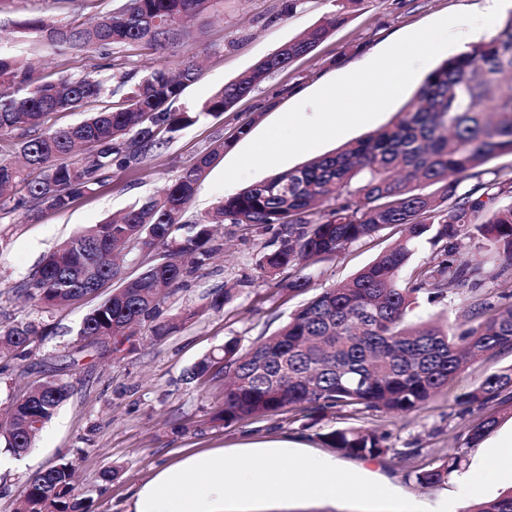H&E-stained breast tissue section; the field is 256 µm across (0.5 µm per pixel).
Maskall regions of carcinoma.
Here are the masks:
<instances>
[{"label":"carcinoma","mask_w":512,"mask_h":512,"mask_svg":"<svg viewBox=\"0 0 512 512\" xmlns=\"http://www.w3.org/2000/svg\"><path fill=\"white\" fill-rule=\"evenodd\" d=\"M360 2L336 0V10L259 60L250 73L178 111L172 104L202 76L192 57L180 61L175 74L166 63L139 77L108 64V77L98 69L42 82L29 63L0 54V136L25 135L22 163L0 159V212L68 209L182 129L231 110L266 77L311 53ZM211 7L212 0H123L88 27L29 18L12 33L35 35L55 48L144 42L164 50L183 36L186 23ZM506 73L512 74L511 22L432 69L388 125L221 199L183 234L200 181L224 153L221 143L161 195L59 243L26 283L28 295L49 310L95 292L98 279L118 282L77 333L89 345H112L117 354L135 336L134 326L155 321L165 297L219 250L215 224H239L251 232L276 227L272 249L259 257L258 267L266 277L295 271L277 282L289 294L311 287L302 274L309 265L400 227L407 231L402 240L349 281L297 308L276 335L244 350L231 338L197 361L189 375L202 378L216 359L223 361L230 384L215 419L226 425L287 410L418 411L448 389L466 356L512 353V274L491 277L500 300L493 305L472 296L483 282L468 260V242L475 241L493 261L512 266V175L486 168L512 154V94L500 86ZM53 112L88 116L38 133ZM429 186L434 190L425 191ZM499 199L511 203L490 207ZM424 242L444 244V259L414 267L400 285L401 271ZM135 248L156 259L132 277L109 257ZM450 292L465 298L464 321L411 320L417 295L436 300ZM39 335L33 322L0 326V358L30 349ZM69 394L70 386L57 380L30 389L25 403L9 405L8 420L0 423L7 451L25 453ZM499 396L512 401V365L486 375L459 401L484 403ZM494 424L488 417L469 427L456 453L417 471L416 482L447 480ZM322 439L346 456L389 451L387 435L358 428L335 429ZM74 469L73 461L63 460L33 475L17 512H91L90 501L74 491ZM464 512H512V488Z\"/></svg>","instance_id":"cac0c4a2"}]
</instances>
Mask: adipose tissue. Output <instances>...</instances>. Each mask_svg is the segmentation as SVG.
<instances>
[{
  "mask_svg": "<svg viewBox=\"0 0 512 512\" xmlns=\"http://www.w3.org/2000/svg\"><path fill=\"white\" fill-rule=\"evenodd\" d=\"M386 497L388 487L368 482L335 458L305 454L288 440L212 449L161 467L133 494V512H280L297 499L334 502L338 490Z\"/></svg>",
  "mask_w": 512,
  "mask_h": 512,
  "instance_id": "adipose-tissue-1",
  "label": "adipose tissue"
}]
</instances>
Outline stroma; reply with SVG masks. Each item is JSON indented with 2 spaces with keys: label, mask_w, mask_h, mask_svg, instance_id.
Returning <instances> with one entry per match:
<instances>
[{
  "label": "stroma",
  "mask_w": 512,
  "mask_h": 512,
  "mask_svg": "<svg viewBox=\"0 0 512 512\" xmlns=\"http://www.w3.org/2000/svg\"><path fill=\"white\" fill-rule=\"evenodd\" d=\"M288 0H217L209 15L191 24L184 42L158 51L146 45L98 50L58 51L45 43L5 36L0 53L29 62L44 81L80 75L108 63H127L146 71L161 62L176 65L199 56L204 71L190 85L179 104L191 107L225 83L248 72L261 58L299 35L327 13L334 0H304L296 13L286 14ZM118 0H6L0 7V27L29 17L61 24L88 23L112 12ZM485 0H363L346 22L310 54L296 59L285 71L264 81L220 118H204L181 130L167 148L132 162L112 181L79 198L65 211L22 210L0 213V325L40 321L46 336L31 353L0 363V409L8 394L38 382L60 379L71 390L55 417L37 435L28 453L13 468L0 472V512H16L28 480L60 459L76 464L79 494L91 498L94 512H131L135 487L150 480L156 469L176 463L185 454L216 448L232 449L250 440L287 438L306 445L309 453L338 457L341 465L363 468L370 479H388L390 498L364 501L342 491L335 505L309 504L297 512H404L405 506L428 504L447 497L471 505L495 497L503 485L485 479L480 486L448 478L422 486L416 472L447 457L462 444L467 424L494 415L490 439L512 429V402L492 401L484 407L464 408L460 394L473 389L485 375L512 365V353L486 355L470 361L444 394L418 412L396 415L377 410L353 414L330 409L308 416L287 412L230 426L216 421L224 405L223 378L192 380L188 370L224 341L240 339L249 347L276 332L289 314L307 302V295H288L274 281L263 279L257 267L260 254L270 249L274 233L247 234L241 226L219 227L221 251L209 264L188 277L165 301L163 321L169 333L154 341L151 326L141 327L135 347L121 355L81 348L76 332L83 318L110 293L71 302L53 310L40 309L24 285L43 257L78 230L123 212L135 200L159 194L198 154L223 144L224 154L200 183L184 219L194 222L222 198L240 191V184L214 189L213 183L253 138L296 104L328 82L374 59L397 39L440 18L458 12H483ZM425 71H418L413 87L378 118L324 144L312 153L250 175L257 182L299 166L309 157L332 153L389 123L413 97ZM249 124L248 135L238 128ZM399 237L387 229L373 239L357 242L344 254L308 268L315 290L350 279ZM234 288V299L220 311L206 309L212 294ZM357 427L386 434L387 454L354 458L327 448L322 433ZM120 469L110 482L101 478L108 467Z\"/></svg>",
  "instance_id": "1"
}]
</instances>
